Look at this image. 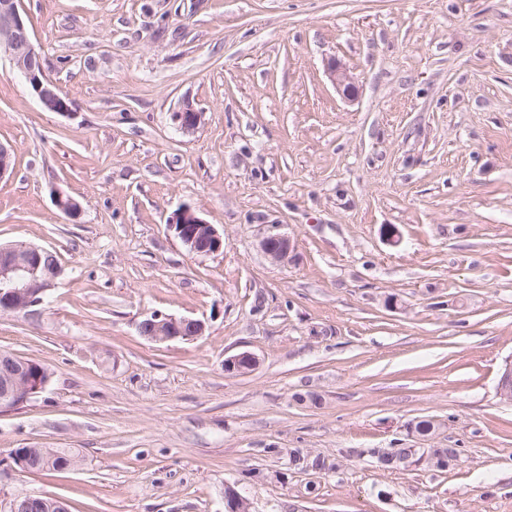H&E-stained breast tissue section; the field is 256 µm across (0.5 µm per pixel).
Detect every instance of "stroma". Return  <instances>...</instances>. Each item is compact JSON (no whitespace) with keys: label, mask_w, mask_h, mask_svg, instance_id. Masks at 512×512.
I'll return each instance as SVG.
<instances>
[{"label":"stroma","mask_w":512,"mask_h":512,"mask_svg":"<svg viewBox=\"0 0 512 512\" xmlns=\"http://www.w3.org/2000/svg\"><path fill=\"white\" fill-rule=\"evenodd\" d=\"M21 10L69 109L0 59V245L52 249L63 273L39 314L0 313V350L51 373L0 413V505L225 512L231 487L254 512H512V0ZM183 207L220 252H188L167 224ZM276 231L279 262L260 247ZM154 313L206 331L147 341ZM244 351L256 367L225 372ZM14 448L84 464L23 472ZM292 448L331 469H290ZM377 448L460 455L385 470ZM262 250L272 260H281L284 258L291 247L288 235L281 233H271L265 237L261 243ZM43 497L51 498L42 494H34L28 492H19L15 494L7 502V510L5 512H36L41 505L44 503ZM46 498H43L47 500Z\"/></svg>","instance_id":"stroma-1"}]
</instances>
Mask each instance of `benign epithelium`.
Here are the masks:
<instances>
[{"label": "benign epithelium", "instance_id": "1", "mask_svg": "<svg viewBox=\"0 0 512 512\" xmlns=\"http://www.w3.org/2000/svg\"><path fill=\"white\" fill-rule=\"evenodd\" d=\"M0 55L6 56L13 71L20 74L43 107L51 112H66L68 105L43 77L41 56L32 42L29 26L21 12L20 0H0ZM201 113L186 107L172 114L173 122L183 131L197 127ZM167 224L188 250L196 255H210L224 248V237L193 210L183 207ZM264 253L273 260L284 258L291 247L290 239L271 233L261 243ZM56 254L44 247L14 244L0 248V311L34 315L48 298V292L61 275ZM141 336L153 342L174 339L191 340L203 335L205 325L198 319L154 314L138 324ZM5 373L0 386V412L14 409L13 401L27 387L28 362L15 356L4 357ZM257 365L250 352L224 359V371L245 373ZM501 401L512 403V361L506 363L497 383ZM228 512H251L250 503L234 489L225 492ZM43 495L19 492L7 502L5 512H37Z\"/></svg>", "mask_w": 512, "mask_h": 512}]
</instances>
